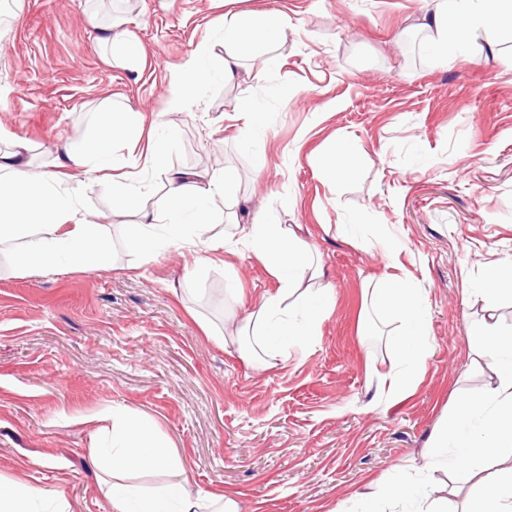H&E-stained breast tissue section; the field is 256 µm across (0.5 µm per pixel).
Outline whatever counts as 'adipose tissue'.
Instances as JSON below:
<instances>
[{"instance_id":"1","label":"adipose tissue","mask_w":512,"mask_h":512,"mask_svg":"<svg viewBox=\"0 0 512 512\" xmlns=\"http://www.w3.org/2000/svg\"><path fill=\"white\" fill-rule=\"evenodd\" d=\"M434 2L421 27L427 33L428 43L434 45L444 59L461 55L468 46L469 34L487 26L491 14L512 16V0ZM287 28V18L273 21L266 15L255 14L225 30L221 72L224 80L234 77L241 51L248 41H272L283 36ZM212 55V45L203 42L185 59L183 77L175 78L169 89L170 111H182L191 95L186 76H194L199 81L211 79ZM141 122L142 117L137 112L101 110L96 136L79 145H64L54 170L40 177L31 171L29 163L19 160L23 147L20 140H12L8 149H0V243L27 239L25 268L52 264L61 255L67 263L83 266L104 261L106 243L97 226L76 217V193L52 191L51 184L65 170L79 169L86 182L98 184L111 180L118 204L131 205L136 187L126 175L119 173L112 145L121 132ZM164 177L163 204L135 225L131 237L132 243L146 252L154 248L155 220L165 217L170 223H178L187 209L194 212L197 234L204 235L213 222L205 202L224 189L223 181L192 172L168 169ZM241 241L268 259L279 288L255 307L226 341L244 348L246 356L259 364L272 366L286 356L287 351L270 348L267 337L280 336L292 344L313 342L320 315L329 305L331 296L327 289L317 285L322 275L319 262L309 257L287 225L269 215H260L253 224L242 228ZM296 294L300 295L302 306L309 310L306 319L299 324L288 319L287 301ZM369 298L372 308L393 309L401 320L399 331L389 337L405 366L403 372L386 380V390L394 398L408 385L410 371L421 367L425 359L427 336L422 301L417 289L394 277L387 279L385 287L371 289ZM474 338L484 359L497 370L498 379L483 399L484 427L476 438L465 441L464 451L455 460L454 467L467 473L480 488V512H512V326L501 325L492 316L475 328ZM111 441V453L92 451L90 461L99 472L113 474L112 481L105 484L112 512H238L233 498L214 493L191 496L182 483L147 493L121 481L120 472L155 469L173 459L170 450L155 441L147 425L128 417L113 418Z\"/></svg>"}]
</instances>
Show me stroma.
Returning a JSON list of instances; mask_svg holds the SVG:
<instances>
[{
	"instance_id": "obj_1",
	"label": "stroma",
	"mask_w": 512,
	"mask_h": 512,
	"mask_svg": "<svg viewBox=\"0 0 512 512\" xmlns=\"http://www.w3.org/2000/svg\"><path fill=\"white\" fill-rule=\"evenodd\" d=\"M428 0H0V137L25 139L36 174L57 148L95 133L102 101L143 113L117 140L122 160L152 138L164 168L229 177L209 207L224 251L134 248L133 209L71 170L67 188L108 242L106 268L26 270L24 244L0 246V476L64 496L67 512H112L88 450L116 414L150 423L174 468L136 472L144 490L193 476L191 494L221 491L239 512H416L373 500L376 486L430 482L448 512L478 491L428 471L438 428L478 402L495 375L472 332L488 312L512 324V298L480 285L512 268V24L495 18L467 56L446 63L416 28ZM255 12L288 16L281 38L219 77L224 26ZM125 23L135 64L100 38ZM217 75L181 112L168 82L202 40ZM257 111L243 128L239 113ZM341 146L345 172L327 158ZM291 225L322 263L333 306L308 345L272 367L218 336L279 288L235 225L258 214ZM388 236L385 258L370 247ZM394 275L420 288L426 358L400 399L389 310L368 290Z\"/></svg>"
}]
</instances>
